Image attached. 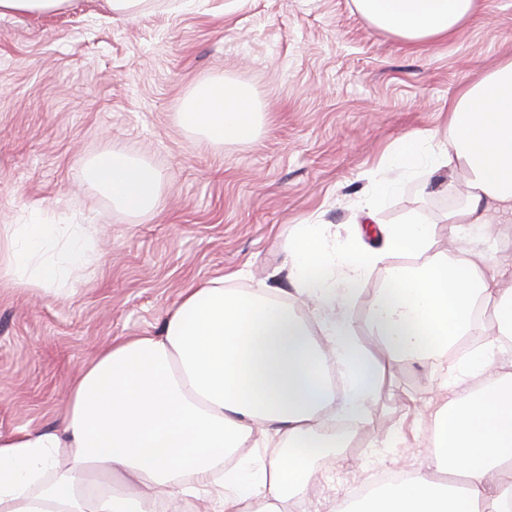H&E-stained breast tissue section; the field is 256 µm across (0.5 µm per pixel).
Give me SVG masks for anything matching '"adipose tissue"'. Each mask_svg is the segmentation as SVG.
I'll use <instances>...</instances> for the list:
<instances>
[{
	"mask_svg": "<svg viewBox=\"0 0 512 512\" xmlns=\"http://www.w3.org/2000/svg\"><path fill=\"white\" fill-rule=\"evenodd\" d=\"M376 29L410 47L442 41L479 11L482 0H355ZM259 108L252 90L221 75L194 86L182 124L210 143L254 141ZM404 173L458 162L466 205L448 226L461 245L431 255L432 225H389L383 245H336L327 224L298 225L288 243L300 294L325 318L315 333L270 289L217 284L190 288L156 336H131L101 350L70 385L63 428L0 436V512H154L155 499L83 488L89 469L118 474L174 499L206 500L207 512H282L302 503L336 453L325 415L357 419L380 392L381 361L422 363L470 335L475 309L493 307L486 341L448 371L438 403L419 414L433 453L427 471L397 469L396 481L346 497L337 512H512V371L496 358L512 340V287L488 280L475 244L493 224H512V58L467 83L448 106V140L399 142L390 156ZM91 178L131 214L153 209L162 173L104 153ZM89 224H11L0 239V279L63 292L93 260ZM395 255L371 304L369 329L382 356L354 339L345 306L357 285ZM279 443L238 458L239 449Z\"/></svg>",
	"mask_w": 512,
	"mask_h": 512,
	"instance_id": "adipose-tissue-1",
	"label": "adipose tissue"
}]
</instances>
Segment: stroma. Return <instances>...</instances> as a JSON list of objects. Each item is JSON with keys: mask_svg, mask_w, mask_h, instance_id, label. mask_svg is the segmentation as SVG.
Wrapping results in <instances>:
<instances>
[{"mask_svg": "<svg viewBox=\"0 0 512 512\" xmlns=\"http://www.w3.org/2000/svg\"><path fill=\"white\" fill-rule=\"evenodd\" d=\"M512 56V0L489 6L452 38L409 48L375 29L353 0H66L48 13L0 15V225L92 224L95 260L68 290L0 283V435L61 427L68 383L112 340L157 335L186 289L277 288L297 295L288 242L300 224L335 225L341 239L382 244L381 228L418 217L432 250L452 253L451 214L464 171L414 178L388 156L402 138L448 137L462 85ZM217 73L248 85L263 112L256 141L216 146L183 127L195 83ZM110 152L165 176L156 208L132 215L83 169ZM398 189L366 215L377 181ZM452 362L390 364L357 425L329 460L308 512H329L410 451L431 450L417 409L437 400Z\"/></svg>", "mask_w": 512, "mask_h": 512, "instance_id": "35a3bbf8", "label": "stroma"}]
</instances>
